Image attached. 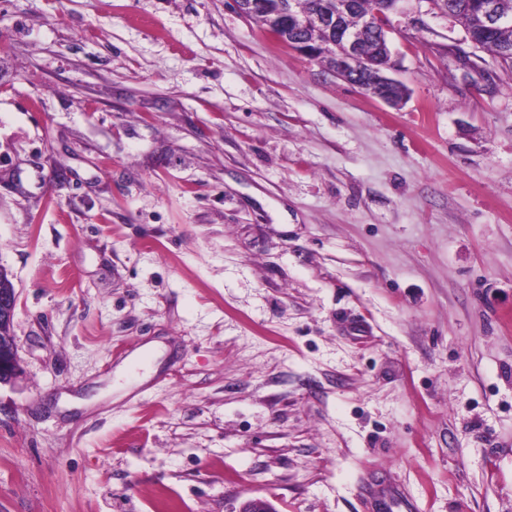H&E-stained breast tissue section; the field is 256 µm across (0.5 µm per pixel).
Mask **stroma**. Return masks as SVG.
Masks as SVG:
<instances>
[{
	"label": "stroma",
	"mask_w": 512,
	"mask_h": 512,
	"mask_svg": "<svg viewBox=\"0 0 512 512\" xmlns=\"http://www.w3.org/2000/svg\"><path fill=\"white\" fill-rule=\"evenodd\" d=\"M392 22L398 107L232 0H0V512H512V67ZM17 304L16 288H0V385L13 382L22 373L19 347L13 332ZM365 498L371 512H419L414 501L394 485H368Z\"/></svg>",
	"instance_id": "1"
}]
</instances>
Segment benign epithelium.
Listing matches in <instances>:
<instances>
[{"label": "benign epithelium", "mask_w": 512, "mask_h": 512, "mask_svg": "<svg viewBox=\"0 0 512 512\" xmlns=\"http://www.w3.org/2000/svg\"><path fill=\"white\" fill-rule=\"evenodd\" d=\"M401 0H382L377 9L357 18V23L334 29L317 14H300L293 6L279 14V24L295 32L310 28L323 32L324 39L315 44L305 41L289 43V47L309 57L330 55L334 59L333 73L343 81L362 77L356 87L366 95L390 106L400 104L407 96L403 82L391 77L393 68L389 33L392 30L390 14L398 10ZM473 23L490 32L512 30V12L501 8L497 0H481L472 14ZM372 34L376 49L370 55L363 52L366 34ZM18 304L14 288H0V385L13 382L22 373L19 347L13 332Z\"/></svg>", "instance_id": "benign-epithelium-1"}]
</instances>
